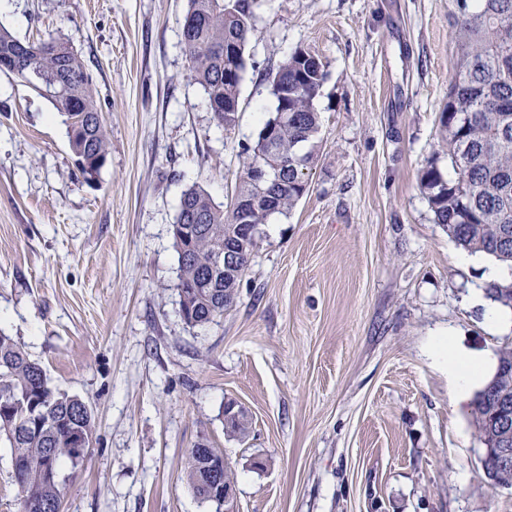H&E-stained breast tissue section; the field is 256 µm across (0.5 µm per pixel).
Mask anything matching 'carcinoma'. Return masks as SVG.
Masks as SVG:
<instances>
[{
    "mask_svg": "<svg viewBox=\"0 0 512 512\" xmlns=\"http://www.w3.org/2000/svg\"><path fill=\"white\" fill-rule=\"evenodd\" d=\"M449 24L456 45L455 65L448 83V103L440 115L443 148L454 167L445 179L435 165L420 177V188L440 224L460 247L484 253L512 271V0H453ZM256 0H189L191 26L182 31L181 44L192 79L206 94L217 125L231 128L236 121L239 91L246 70L245 52L255 31ZM33 43L36 52L21 47V40L0 27V56L11 61L15 76L24 79L34 71L53 86L48 94L56 108L69 115L74 102L83 117L68 136L78 171L94 180L109 154L107 132L85 65L70 42L61 38ZM234 66L233 78L224 70ZM325 79L324 65L308 51L297 50L268 74L277 83L283 103L263 128L274 126L271 137L258 133L245 148L236 194L224 207L203 188L193 185L181 195L174 247L184 321L203 326L224 315L233 304L251 255L259 226L275 213L290 211L305 195V170L313 162L320 128L316 99ZM273 163L279 181L266 193L253 185L259 164ZM238 249L242 256L233 268H224V250ZM487 294L512 308V279L488 284ZM512 400V349L499 358L498 368L473 400V419L481 441L497 436L493 424L500 393ZM0 441L12 456L26 463V472L13 473L21 486V512H42L35 504L60 512L62 480H41L48 467L60 471L64 462L76 467L84 457L72 447L77 431L93 438L91 408L77 396L49 385L41 365L14 339L0 332ZM226 433L244 439L249 432L245 413L225 418ZM208 452L188 453L183 477L194 494L206 499L209 484Z\"/></svg>",
    "mask_w": 512,
    "mask_h": 512,
    "instance_id": "carcinoma-1",
    "label": "carcinoma"
}]
</instances>
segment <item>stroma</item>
Returning <instances> with one entry per match:
<instances>
[{
  "mask_svg": "<svg viewBox=\"0 0 512 512\" xmlns=\"http://www.w3.org/2000/svg\"><path fill=\"white\" fill-rule=\"evenodd\" d=\"M9 4L0 26L19 39L70 40L110 143L85 182L64 114L0 72V332L95 419L83 465L62 468L61 512H215L181 477L203 441L236 473L238 512H512L470 402L428 354L450 333L492 374L512 346L419 187L428 164L453 173L452 0H258L228 130L182 52L188 0ZM299 48L326 73L309 189L260 226L233 306L190 326L180 196L230 203L274 109L266 76ZM229 400L245 439L224 432Z\"/></svg>",
  "mask_w": 512,
  "mask_h": 512,
  "instance_id": "obj_1",
  "label": "stroma"
}]
</instances>
